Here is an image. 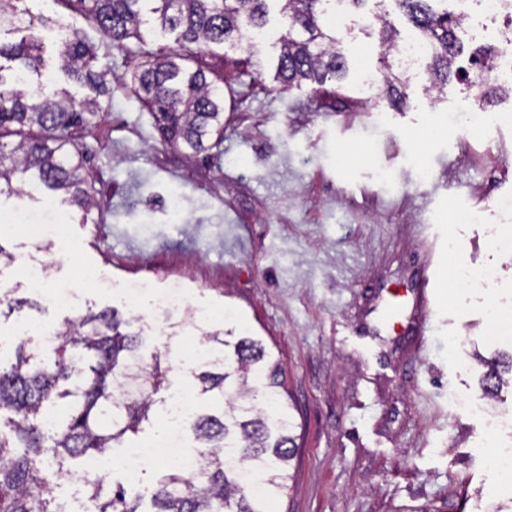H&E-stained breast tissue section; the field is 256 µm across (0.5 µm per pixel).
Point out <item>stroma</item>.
Instances as JSON below:
<instances>
[{
  "label": "stroma",
  "mask_w": 512,
  "mask_h": 512,
  "mask_svg": "<svg viewBox=\"0 0 512 512\" xmlns=\"http://www.w3.org/2000/svg\"><path fill=\"white\" fill-rule=\"evenodd\" d=\"M32 14L53 15L97 47L98 70L112 95L80 150L103 210L82 211L61 196L26 190L0 197V223L19 210L67 215L71 248L45 253L31 241L0 236L15 256L49 264L51 281L82 286L74 308L47 304L44 320L75 319L117 308L135 316L147 348L170 347L172 390L193 394L184 350L200 342L183 313L161 315L151 299L132 305L113 295L116 282L152 277L155 294L178 282L194 308L237 311L285 373L295 418V481L270 512H512V486L486 468L492 438L486 419L465 404L488 399L512 406V386L485 397L483 361L511 353L495 338L487 310L512 305V262L489 226L512 202V109L503 83L483 106L491 153L470 147L452 113L479 103L481 64L465 55L442 91L426 74L409 76L407 103L389 105L382 87L359 70L379 68L377 38L365 14L387 12L401 38L412 35L396 0H368L334 27L350 73L331 96L309 85L281 89L272 80L286 24L271 14L263 85L227 102L222 157L186 159L165 147L154 121L129 88L144 52L176 48L174 34L148 28L124 49L80 14L52 0H24ZM480 104V103H479ZM178 196L180 221L167 200ZM484 205L486 220L457 223ZM426 227L415 237L412 225ZM458 249L449 252V237ZM494 265L498 283L462 290L451 264ZM106 272L104 285L85 284ZM430 278L432 299L418 300Z\"/></svg>",
  "instance_id": "stroma-1"
}]
</instances>
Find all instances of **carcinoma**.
Segmentation results:
<instances>
[{"instance_id": "carcinoma-1", "label": "carcinoma", "mask_w": 512, "mask_h": 512, "mask_svg": "<svg viewBox=\"0 0 512 512\" xmlns=\"http://www.w3.org/2000/svg\"><path fill=\"white\" fill-rule=\"evenodd\" d=\"M124 47L141 39L142 28L178 32L176 41L196 53L233 40L250 55L257 42L249 34L267 24L271 0H60ZM288 30L276 40L279 54L274 80L284 87L309 83L326 95V82L347 77L336 31L325 16L340 5L365 0H277ZM417 34L428 45L425 69L432 88L448 83L464 45L455 28L461 19L436 0H396ZM57 25L43 14L20 12L13 0L0 4V31L20 32L19 40L0 41V195L23 191L31 182L67 195L82 210L99 208L86 158L72 138L87 130L109 95L106 73L95 70L92 42L73 32L61 42L59 69L93 96L78 100L66 88L42 84L46 67L41 31ZM370 31L382 48L386 96L402 103L389 56L398 47L397 30L386 15H375ZM193 54L148 53L131 72L132 90L154 118L164 144L188 156L218 149L224 142V89L208 82L205 71L191 67ZM14 141L6 142L4 138ZM43 348L17 338L15 360L0 362V512H56L51 484L74 473L69 460L93 451L106 455L151 424L158 394L169 388L170 349L144 352L141 332L115 308L88 312L51 326ZM209 357L193 362L197 396L225 398L224 416L194 412L183 423L200 459L194 474L168 467L153 486L150 507L129 499L122 483L104 496L109 481L88 482L94 512H269L270 503L288 494L290 462L295 457L294 423L288 404L279 401V364L261 341L237 336L235 329L203 332ZM512 374V355L495 361L482 379L489 391Z\"/></svg>"}]
</instances>
